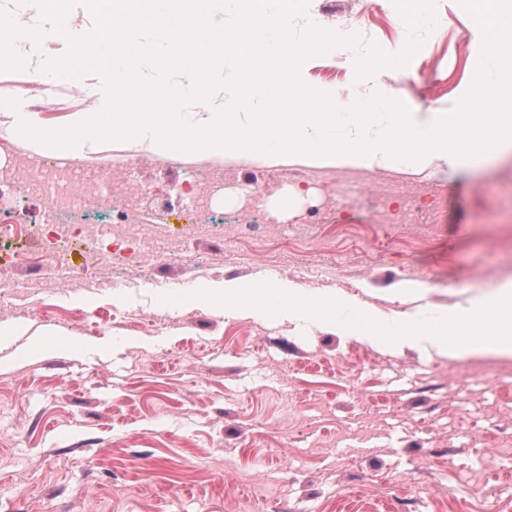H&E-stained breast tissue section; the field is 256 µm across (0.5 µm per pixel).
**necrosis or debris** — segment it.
Masks as SVG:
<instances>
[{
	"label": "necrosis or debris",
	"mask_w": 512,
	"mask_h": 512,
	"mask_svg": "<svg viewBox=\"0 0 512 512\" xmlns=\"http://www.w3.org/2000/svg\"><path fill=\"white\" fill-rule=\"evenodd\" d=\"M131 163L129 155L120 149L92 161L77 162L28 150L22 151L20 158L0 161V248H7L11 262L29 271L28 293H42V269L46 266L60 273L71 288L82 287L84 274L70 267V257L76 252L95 260L119 250L126 256L127 268L135 269L146 250L151 249L166 263L183 264L184 238L208 230L207 225L191 223L190 217L211 201L218 188L230 182L231 163L186 156L170 158L171 166L189 174L191 195L187 204H168L164 219L151 223L132 217L140 192L121 175ZM14 187L24 188L31 199L45 204L47 248L35 259L23 248L27 227L19 223L15 199L7 194ZM102 201L112 206L109 221L60 225L62 216L87 212L93 203ZM371 212L377 224H417L426 213V203L420 197L386 187L376 195ZM176 218L182 219V227L173 226Z\"/></svg>",
	"instance_id": "4bbe7bcc"
}]
</instances>
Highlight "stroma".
Returning a JSON list of instances; mask_svg holds the SVG:
<instances>
[{"instance_id": "1", "label": "stroma", "mask_w": 512, "mask_h": 512, "mask_svg": "<svg viewBox=\"0 0 512 512\" xmlns=\"http://www.w3.org/2000/svg\"><path fill=\"white\" fill-rule=\"evenodd\" d=\"M398 0H309L308 22L342 36L328 56L306 59L307 86L349 101L380 93L408 111H452L469 91L483 35L458 0H429L407 27ZM397 55L388 68L357 59ZM59 87L65 108L42 113L64 127L102 98L38 77L33 87L0 72V95L34 109L35 88ZM130 175L147 196L140 219L157 220L156 190L174 195L182 171L139 152ZM384 177L337 184L358 196L350 227L338 214L307 224L318 190L283 211L293 240L232 233L243 188L273 200L292 190L272 160H238L234 181L208 225L183 244L203 259L198 273L154 256L132 278L90 279L82 291L53 285L25 316L0 306V512H512V374L497 360L457 361L414 348L362 343L333 327L231 318L170 298L203 283L264 280L369 302L381 319L406 306L404 278L425 283L427 317L503 278H512V161L429 178L427 224H375L370 201ZM69 336L30 354L19 330ZM479 481L481 497L467 486Z\"/></svg>"}]
</instances>
